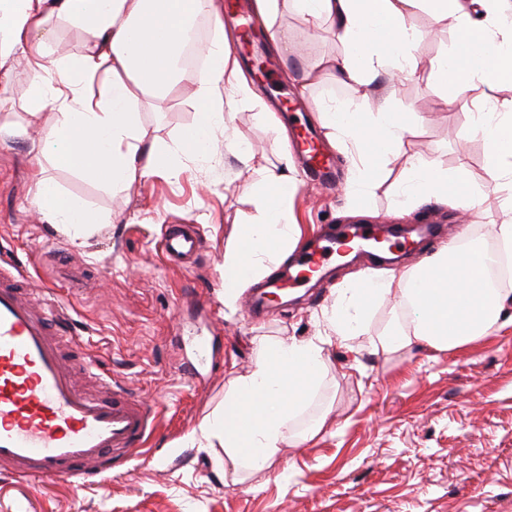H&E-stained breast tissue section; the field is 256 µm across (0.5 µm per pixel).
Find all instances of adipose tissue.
Returning <instances> with one entry per match:
<instances>
[{
  "mask_svg": "<svg viewBox=\"0 0 512 512\" xmlns=\"http://www.w3.org/2000/svg\"><path fill=\"white\" fill-rule=\"evenodd\" d=\"M215 0H0V142L44 124L38 155L50 158L108 191L123 192L185 160L204 162L217 141H233L232 108L252 99ZM296 16L312 30L324 20L336 24V38L348 56L322 60L323 74H340L361 82L385 72L414 76L431 66L450 85L453 99L465 101L477 84H512V0H293ZM428 6L435 20L452 18L457 40L448 58L425 63L416 52L418 35L409 16ZM212 21L213 33L199 51L210 65L193 72L179 64L183 35L198 18ZM83 36L78 55L54 54L62 27ZM26 63L27 87L16 94L13 59ZM192 84L190 100L200 106L197 120L168 144L150 139L141 112L157 108ZM324 126L349 135L355 147V181L370 180L387 162L412 125L390 100L376 111L359 113L318 108ZM471 129L489 145L487 173L497 191L512 192V112L486 99L473 113ZM283 171H267L253 198L251 223L240 224L224 250V305L235 308L245 288L269 276L298 241L288 209L295 181ZM34 201L49 224L81 245L99 232L108 218L35 176ZM462 192L470 207L466 171L424 161L413 164L404 204L449 199ZM512 253V224L497 225L492 239L464 233L412 269L398 275L362 272L356 287L339 289L323 318L328 335L303 340H259L257 360L245 375H232L224 410L206 415L191 435L199 447H222L233 468L254 471L275 464L284 446L318 436L322 422L296 433L289 422L304 408L325 369V347L352 345L366 330L369 307L390 297L394 313L380 348L401 353L422 345L438 351L462 347L501 328L512 290L488 287L484 273L496 261L497 249ZM472 260L465 274L455 259ZM251 397L260 408L249 420L238 416L239 403Z\"/></svg>",
  "mask_w": 512,
  "mask_h": 512,
  "instance_id": "1",
  "label": "adipose tissue"
}]
</instances>
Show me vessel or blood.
<instances>
[{
  "label": "vessel or blood",
  "mask_w": 512,
  "mask_h": 512,
  "mask_svg": "<svg viewBox=\"0 0 512 512\" xmlns=\"http://www.w3.org/2000/svg\"><path fill=\"white\" fill-rule=\"evenodd\" d=\"M391 224H362L352 231L327 233L305 249L296 265L250 294L244 310L258 316L268 296L302 286L308 273L324 269L347 236L393 234ZM199 232L189 224L171 225L161 241L171 262L195 254ZM22 272L0 266V469L21 478H60L90 484L105 461L128 462L139 456L154 433L155 413L116 376L98 371L93 356L82 352L84 366L105 390L96 396L74 382L68 348L79 341L67 333V308L36 289L23 297Z\"/></svg>",
  "instance_id": "vessel-or-blood-1"
}]
</instances>
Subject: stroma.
<instances>
[{"mask_svg":"<svg viewBox=\"0 0 512 512\" xmlns=\"http://www.w3.org/2000/svg\"><path fill=\"white\" fill-rule=\"evenodd\" d=\"M409 22L427 59L451 53L452 22L434 23L423 10ZM272 30L287 29L294 50L276 54V76L257 99L238 103V142L254 150L244 166L237 149L218 146L205 167L186 164L114 194L38 158L36 131L0 144V259L12 261L38 288L65 299L71 330L83 347L151 404L158 427L151 451L106 471L91 486L60 479L0 475V512H512V325L467 346L402 354L351 352L328 345L321 383L292 422L296 431L324 420L315 439L285 448L268 470L235 476L220 448H192L200 420L224 404L229 371L249 373L252 343L260 338L308 339L325 333L318 318L339 284L355 281L369 257L332 268L299 301L250 317L224 307V249L235 225L251 221L255 188L281 167L288 143L276 142L264 115L283 127L315 125L311 106L369 112L383 99L416 114L414 132L367 183L351 180L348 140L324 137L336 156L337 186L328 190L296 168L289 219L302 236L320 225H456L458 212L430 200L403 212L397 203L414 159L456 171L483 186L488 145L469 131L468 109L447 104L437 76L424 70L388 84L338 77L306 81L321 58L345 47L332 22L310 30L281 0ZM197 118L181 97L162 111L143 113L149 132L167 143ZM111 218L77 247L48 224L33 202L35 171ZM194 224L203 247L186 265L167 264L161 252L166 225ZM207 341L215 365H196L194 343Z\"/></svg>","mask_w":512,"mask_h":512,"instance_id":"obj_1","label":"stroma"}]
</instances>
